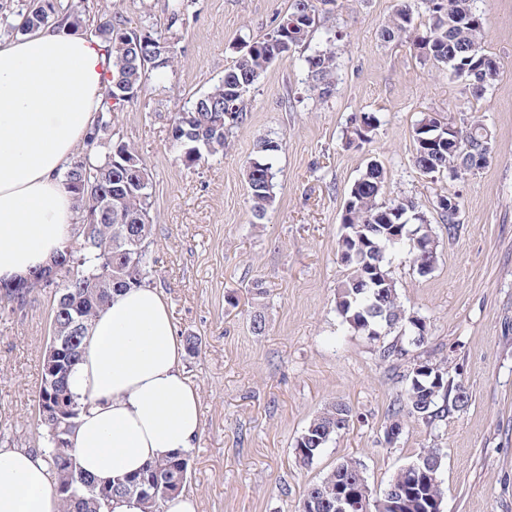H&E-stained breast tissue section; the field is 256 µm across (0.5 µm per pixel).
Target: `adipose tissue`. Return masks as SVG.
<instances>
[{"instance_id": "ef3b65f1", "label": "adipose tissue", "mask_w": 512, "mask_h": 512, "mask_svg": "<svg viewBox=\"0 0 512 512\" xmlns=\"http://www.w3.org/2000/svg\"><path fill=\"white\" fill-rule=\"evenodd\" d=\"M111 74L109 44L63 26L0 40V279L47 266L76 238L81 214L60 175ZM87 343L69 378L83 407L71 441L84 471L107 482L194 446L203 408L162 292L113 293ZM0 512H59L42 453L0 447Z\"/></svg>"}]
</instances>
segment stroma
I'll return each instance as SVG.
<instances>
[{
  "label": "stroma",
  "instance_id": "35a3bbf8",
  "mask_svg": "<svg viewBox=\"0 0 512 512\" xmlns=\"http://www.w3.org/2000/svg\"><path fill=\"white\" fill-rule=\"evenodd\" d=\"M169 0H81L87 19L119 13L136 27L166 31ZM291 0H188L177 23L179 63L152 74L117 112L116 135L151 173L158 263L151 287L167 298L179 336L202 340L184 371L197 386L202 432L188 451L184 484L200 512H298L308 486L342 459L363 465L373 498L426 448L445 453L441 512H512V0H477L482 47L499 77L483 99L421 58L410 41H382L396 0H331L320 6L313 47L336 36V94L315 99L304 48L275 61L245 97L244 121L222 155L185 167L169 134L175 112L222 79L242 41L263 38ZM375 116L367 141H352L358 116ZM476 118L494 133L487 167L451 180L413 164V129L424 115ZM279 140L276 199L262 222L249 204L246 170L259 139ZM386 171L383 198L409 197L429 220L438 261L420 275L406 250L389 267L426 336L384 359L389 337L348 330L336 291L348 270L338 256L340 217L351 184L369 161ZM458 195L459 228L437 208ZM266 293L254 299L252 286ZM57 291L0 309V446L41 448L37 401L42 355ZM262 309L266 327L254 333ZM431 360L461 382L469 403L434 426L409 418L395 441L386 428L404 376ZM351 405L354 420L311 467L294 455L297 437L327 404Z\"/></svg>",
  "mask_w": 512,
  "mask_h": 512
}]
</instances>
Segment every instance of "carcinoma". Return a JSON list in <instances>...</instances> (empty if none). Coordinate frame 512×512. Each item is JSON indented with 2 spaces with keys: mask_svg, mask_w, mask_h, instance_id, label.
I'll list each match as a JSON object with an SVG mask.
<instances>
[{
  "mask_svg": "<svg viewBox=\"0 0 512 512\" xmlns=\"http://www.w3.org/2000/svg\"><path fill=\"white\" fill-rule=\"evenodd\" d=\"M335 0H291L288 12L249 55H239L233 65L224 71V78L201 95L194 104L175 113L172 132H180L184 142L182 162L191 168L210 157L224 153L229 133L243 119L244 96L262 74L276 60L288 55L296 47L307 43L316 27L317 4H331ZM416 0H397L390 24L381 37L385 41L404 37L419 56L446 68L448 79L461 81L472 88L475 98H482L490 85H477L476 69L482 47L484 23L474 6L475 0H421L428 14V29L421 35L414 27ZM18 10L0 15V34L9 37L26 35L51 19L69 24L77 31L86 27L82 11L63 0H19ZM128 29L121 17H110L99 22L90 33L111 45L114 72L111 83L103 93L101 109L83 149L77 153L62 184L72 194L83 218L84 228L90 232L72 252L73 265L63 275L59 298L52 311L51 325L57 332L74 341L75 359L55 376L44 375L38 403L39 421L45 431L43 449L49 465L57 474V485L69 487L59 495L60 512H100L107 500L101 498L99 483L86 474L79 465L69 469L58 446V414L55 406L64 403L73 412L69 418L77 423L81 406L68 388L72 367L79 362L87 348L89 326L98 312L111 300L112 293L127 288H138L146 283L153 271L156 258L149 250L153 224L150 172L134 148L120 138H113V113L122 109L130 98L121 96L125 88H140L151 72L174 67L176 33L163 36L151 26L138 27L139 36L119 41L114 32ZM332 37L326 44L304 58L310 90L327 101L336 91L338 69ZM484 124L473 121L458 127L456 138L461 148L482 146ZM281 149L274 138L257 142L255 157L249 162L247 173L251 211L261 220L275 202V172L273 160ZM415 167L432 174H446L453 179L467 172L461 163L459 151L444 141L429 150L416 146ZM386 171L371 162L347 191V213L341 216L345 224L338 240V253L350 256L346 266L350 273L338 286L336 310L349 328L380 339L390 324L407 326L413 335L424 340V335L409 323L410 315L401 304L388 263L391 250L389 237L394 225L401 224L411 214L419 215L418 222L428 223L415 201L405 197L389 203L382 200ZM110 197L107 207L94 212L89 209L90 194ZM391 210L390 222L377 223L373 217ZM409 260L417 269L434 267L437 253L414 248L408 250ZM47 284L42 273L29 276L25 287L18 290H0V304L11 307L22 304L31 293ZM78 306L79 320L70 322L64 309ZM430 366L428 375L416 371L405 375L403 399L393 407L392 420L403 415L427 424L448 419V414L460 411L468 404V395L462 383L448 378V371L437 363ZM63 401H58V395ZM353 409L342 402L328 404L305 427L295 443V459L303 466L313 464L323 448L342 430L350 426ZM441 475L444 452L428 448L416 459ZM189 458L186 454L148 464L141 472L118 479L111 484V494L139 496L144 512H159L162 500L179 492L187 479ZM362 472L360 460L347 458L326 476L311 484L299 507V512H333L328 503L336 501L338 489H359L358 475ZM388 488L397 491L405 500V512H426L431 503L443 495L439 483L415 486L403 472H398Z\"/></svg>",
  "mask_w": 512,
  "mask_h": 512,
  "instance_id": "obj_1",
  "label": "carcinoma"
}]
</instances>
